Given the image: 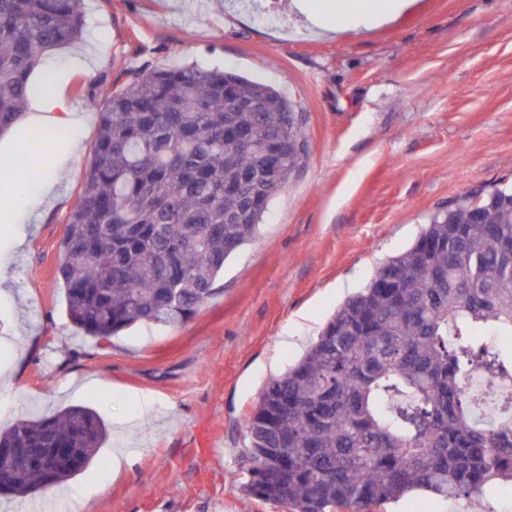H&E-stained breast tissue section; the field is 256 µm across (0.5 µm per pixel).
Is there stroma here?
<instances>
[{
  "instance_id": "1",
  "label": "stroma",
  "mask_w": 512,
  "mask_h": 512,
  "mask_svg": "<svg viewBox=\"0 0 512 512\" xmlns=\"http://www.w3.org/2000/svg\"><path fill=\"white\" fill-rule=\"evenodd\" d=\"M86 31L43 70L81 118L65 172L0 225V427L91 406L109 437L69 487L84 512H282L243 495L245 421L434 210L512 186V0H413L369 29L331 35L304 15L281 31L238 0H84ZM173 65L234 71L305 115L308 154L258 237L178 329L138 326L98 344L65 308L60 241L94 149L99 109L133 73ZM124 449L130 465L112 470Z\"/></svg>"
}]
</instances>
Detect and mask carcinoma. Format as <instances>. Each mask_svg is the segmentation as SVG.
<instances>
[{
	"label": "carcinoma",
	"instance_id": "obj_1",
	"mask_svg": "<svg viewBox=\"0 0 512 512\" xmlns=\"http://www.w3.org/2000/svg\"><path fill=\"white\" fill-rule=\"evenodd\" d=\"M80 0H0V135L13 129L43 55L83 34ZM306 155L303 113L233 71L136 73L100 112L60 276L74 328L99 343L138 324L177 328L213 295ZM31 164L0 171L27 190ZM512 191L448 203L382 262L305 355L269 380L247 419L241 492L292 512H365L415 491L486 502L512 487V424L481 417L461 379L480 359L512 378ZM108 428L92 407L32 415L0 431V482L16 496L68 481Z\"/></svg>",
	"mask_w": 512,
	"mask_h": 512
}]
</instances>
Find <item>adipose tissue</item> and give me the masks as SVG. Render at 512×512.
I'll use <instances>...</instances> for the list:
<instances>
[{
    "label": "adipose tissue",
    "instance_id": "ef3b65f1",
    "mask_svg": "<svg viewBox=\"0 0 512 512\" xmlns=\"http://www.w3.org/2000/svg\"><path fill=\"white\" fill-rule=\"evenodd\" d=\"M407 0H338L335 8L306 7L309 20L326 31H343L352 20L373 23L394 17ZM26 126L36 132L68 134L79 125L77 115L70 112L59 94L42 96L25 118Z\"/></svg>",
    "mask_w": 512,
    "mask_h": 512
}]
</instances>
